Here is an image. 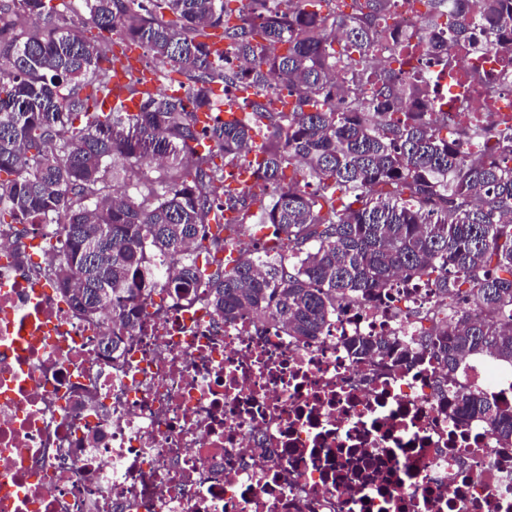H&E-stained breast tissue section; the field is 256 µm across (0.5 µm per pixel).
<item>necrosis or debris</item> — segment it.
<instances>
[{"mask_svg": "<svg viewBox=\"0 0 512 512\" xmlns=\"http://www.w3.org/2000/svg\"><path fill=\"white\" fill-rule=\"evenodd\" d=\"M493 105L438 76L448 131L512 119V74ZM55 226H0V512H512V445L436 385V363L355 361L349 336L411 334L433 295L420 281L342 301L300 341L253 316L215 319L202 289L166 298L100 347L108 323L50 285ZM469 388L512 399L487 359Z\"/></svg>", "mask_w": 512, "mask_h": 512, "instance_id": "necrosis-or-debris-1", "label": "necrosis or debris"}]
</instances>
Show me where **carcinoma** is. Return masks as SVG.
I'll return each mask as SVG.
<instances>
[{
    "instance_id": "obj_1",
    "label": "carcinoma",
    "mask_w": 512,
    "mask_h": 512,
    "mask_svg": "<svg viewBox=\"0 0 512 512\" xmlns=\"http://www.w3.org/2000/svg\"><path fill=\"white\" fill-rule=\"evenodd\" d=\"M227 2L0 0V224L60 226L47 277L80 316L110 318L108 353L154 292L200 287L219 321L250 313L313 340L338 300L382 296L405 275L431 280L436 302L422 318L435 326L417 338L354 336L353 357L392 369L430 357L450 397L469 364L512 366V128L463 131L494 141L489 151L448 139L423 52L459 72L444 38L471 55L490 47L512 68V0H420L421 26L408 34L390 28L395 0H288L286 10L248 0L235 12ZM74 5L99 34L146 46L156 79L177 69L187 95L101 111L117 58L65 26ZM476 25L488 37L480 46ZM381 48L411 77L376 65ZM273 81L288 110L253 101L239 119L198 125L214 86L258 94ZM463 89L491 100L503 83L472 68ZM254 149L253 184L228 189L225 168ZM150 157L166 166L146 183L139 166ZM254 218L271 233L256 237ZM229 248L238 257L219 258ZM457 417L481 418L512 444V403L471 389Z\"/></svg>"
}]
</instances>
